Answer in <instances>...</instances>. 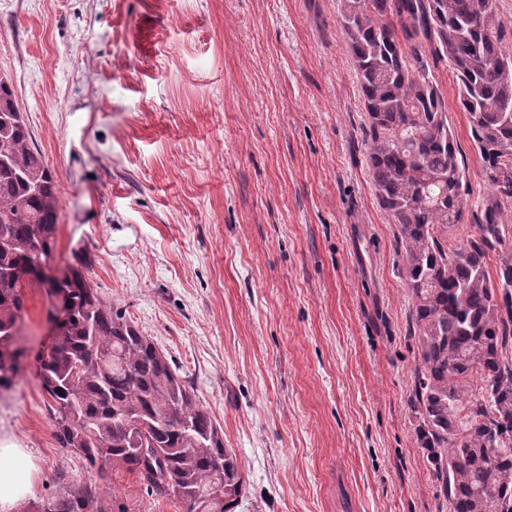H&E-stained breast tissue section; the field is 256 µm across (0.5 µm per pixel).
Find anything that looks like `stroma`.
<instances>
[{"label":"stroma","mask_w":512,"mask_h":512,"mask_svg":"<svg viewBox=\"0 0 512 512\" xmlns=\"http://www.w3.org/2000/svg\"><path fill=\"white\" fill-rule=\"evenodd\" d=\"M435 76L476 204L467 116L446 63ZM0 77L60 184L53 275L83 258L172 360L241 463L238 512H444L340 0H0ZM51 307L28 289L0 393L35 501L93 477L37 375ZM107 484L129 512H182L129 474Z\"/></svg>","instance_id":"obj_1"}]
</instances>
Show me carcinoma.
I'll return each instance as SVG.
<instances>
[{
    "label": "carcinoma",
    "instance_id": "carcinoma-1",
    "mask_svg": "<svg viewBox=\"0 0 512 512\" xmlns=\"http://www.w3.org/2000/svg\"><path fill=\"white\" fill-rule=\"evenodd\" d=\"M493 0H341L367 114V165L398 226L413 302L411 408L448 512H512V51ZM448 62L490 192L474 234L466 172L434 77ZM59 184L0 78V389L13 385L26 288L64 302L39 378L58 447L88 469L134 475L185 512H235L236 454L167 355L107 303L76 259L50 274ZM498 256L495 274L488 259ZM24 512H127L95 482L73 481Z\"/></svg>",
    "mask_w": 512,
    "mask_h": 512
}]
</instances>
